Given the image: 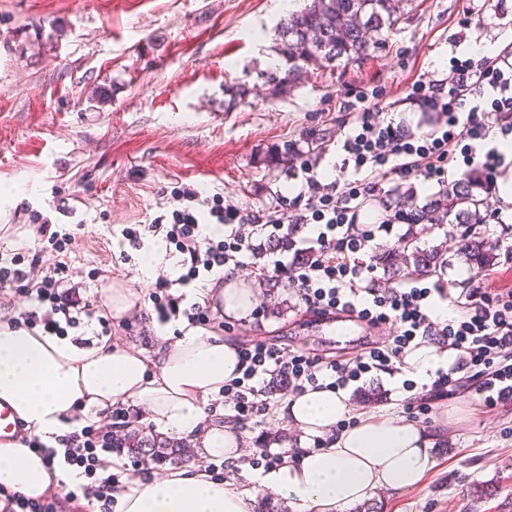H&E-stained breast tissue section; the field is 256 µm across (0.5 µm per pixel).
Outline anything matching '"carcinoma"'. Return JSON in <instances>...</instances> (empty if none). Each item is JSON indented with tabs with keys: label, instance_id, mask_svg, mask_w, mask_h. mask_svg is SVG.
<instances>
[{
	"label": "carcinoma",
	"instance_id": "1",
	"mask_svg": "<svg viewBox=\"0 0 512 512\" xmlns=\"http://www.w3.org/2000/svg\"><path fill=\"white\" fill-rule=\"evenodd\" d=\"M303 5L288 13L280 23L279 38L281 52L290 66L284 76L271 72L267 82L273 91L286 87L290 73L299 63L328 66L351 65L362 60L368 51L363 35L368 30H395L403 12L399 4L403 0H301ZM458 209L464 214L448 219L434 213L423 219V213L416 212L415 223L432 224L445 235L461 231L477 242L478 248L488 245L486 234L489 223L486 215L492 204L482 202L467 192V185L459 183L451 190ZM112 445L133 458H147L156 465L179 462L185 457L186 446L177 441L154 435L145 436L137 431L124 430L112 436Z\"/></svg>",
	"mask_w": 512,
	"mask_h": 512
}]
</instances>
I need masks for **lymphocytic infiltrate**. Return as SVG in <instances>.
Instances as JSON below:
<instances>
[{
	"mask_svg": "<svg viewBox=\"0 0 512 512\" xmlns=\"http://www.w3.org/2000/svg\"><path fill=\"white\" fill-rule=\"evenodd\" d=\"M402 106L428 115L429 131L414 130L405 120L380 121V113ZM339 110L345 130L338 143L339 173L322 182L308 152L299 151L292 177L302 189L288 201L294 224H281L272 211L224 206L220 195L205 198L197 188L183 186L171 193L176 208L150 223L122 229L131 246H139L144 235L160 234L182 256L181 274L158 276L149 295L159 320L183 318L193 328L209 325L210 303L187 302L185 289L204 277L238 270L247 257L267 248L274 258L253 265V277H285L300 308L353 314L372 327L390 323L396 332L387 344L344 359L287 352L261 340L241 345L242 374L222 391L225 405L240 419L269 414L267 377L284 378L295 395L324 381L330 389L343 390L365 375L395 372L408 353L427 345L466 356L484 407L512 406V289L500 287L498 273L485 270L477 283L451 299V318H434L430 287L386 283L366 261L377 233L391 232L399 215L385 214L376 218L374 228L364 226L376 195L398 178L420 177L447 190L449 172L460 169L471 184L496 196L499 179L512 171L497 146L498 140L512 138V43L492 57L450 58L439 79L410 75L387 89L352 81ZM245 224L252 225V233L242 232ZM210 225L219 226V233H207ZM21 258L18 252L0 257V294L22 291L32 303L31 309L11 316V323L57 336L84 317L109 328L108 318L98 313V300L77 299L65 288L63 265L43 273L34 266L25 271ZM25 444L39 450L47 463L62 459L84 477L68 498L84 496L88 512H112L119 477L103 461L112 451L111 431L88 425L66 435L56 448L36 436Z\"/></svg>",
	"mask_w": 512,
	"mask_h": 512,
	"instance_id": "obj_1",
	"label": "lymphocytic infiltrate"
}]
</instances>
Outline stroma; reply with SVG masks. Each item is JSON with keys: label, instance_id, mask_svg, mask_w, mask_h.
I'll use <instances>...</instances> for the list:
<instances>
[{"label": "stroma", "instance_id": "obj_1", "mask_svg": "<svg viewBox=\"0 0 512 512\" xmlns=\"http://www.w3.org/2000/svg\"><path fill=\"white\" fill-rule=\"evenodd\" d=\"M462 0H405L404 18L388 41L365 35L369 56L337 70L305 66L286 90L272 92L270 70L285 73L277 26L281 0H0V241L33 244L30 212L74 232L63 252L42 254L43 266L65 264L69 286L130 288L138 313L112 318L111 339L154 356L162 345L148 295L159 275L177 278L174 247L152 273L140 268V248L120 247L122 228L145 224L167 210L169 191L192 184L220 193L224 204L253 211L277 207L292 186L295 156L288 143L307 132L313 143L336 137V99L353 76L398 77L406 55L421 53L432 71L450 57L473 52L448 18ZM247 94L234 103L237 87ZM413 232L418 253L443 249L448 264L438 282L457 296L470 284L474 242L445 238L429 225L398 224L377 234L393 245ZM255 297V315H223L210 327L243 342L351 357L345 323L334 333L313 327V314L294 310L277 279L239 272ZM408 370L363 377L350 388V418L387 415L436 434L434 464L416 487L375 489V512H512V411L480 407L477 395L435 399L420 414L401 384ZM271 411L237 433L239 457L223 477L249 487L259 439L272 451L312 447L311 437L287 423V387L269 390ZM495 487V498L477 497Z\"/></svg>", "mask_w": 512, "mask_h": 512}]
</instances>
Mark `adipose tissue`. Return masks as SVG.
<instances>
[{"label":"adipose tissue","mask_w":512,"mask_h":512,"mask_svg":"<svg viewBox=\"0 0 512 512\" xmlns=\"http://www.w3.org/2000/svg\"><path fill=\"white\" fill-rule=\"evenodd\" d=\"M237 364L234 342L197 328L183 330L174 347L151 359L102 338L84 346L0 322V399L45 442L79 430L85 414L122 407L146 409L158 431L193 434L208 397L237 377ZM348 410L342 391L309 389L295 397L285 409L288 421L329 443L256 476L257 485L275 489L296 512H342L376 488H412L433 466L434 436L390 417L337 430ZM76 481L73 472L49 469L36 450L0 445V490L39 498ZM255 505V494L197 465L137 480L117 496L114 512H253Z\"/></svg>","instance_id":"obj_1"}]
</instances>
